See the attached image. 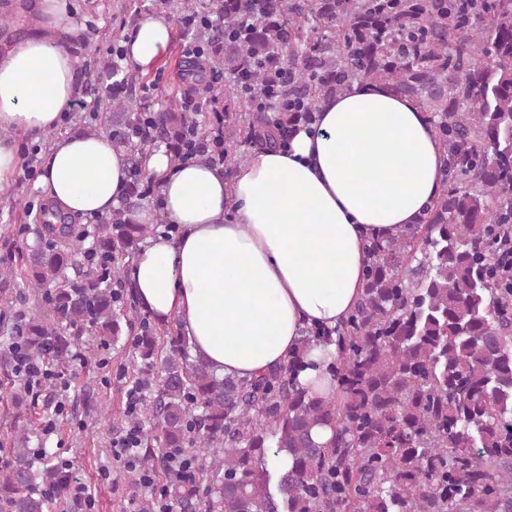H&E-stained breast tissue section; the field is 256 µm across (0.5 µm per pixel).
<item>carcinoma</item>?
Here are the masks:
<instances>
[{"label": "carcinoma", "instance_id": "1", "mask_svg": "<svg viewBox=\"0 0 512 512\" xmlns=\"http://www.w3.org/2000/svg\"><path fill=\"white\" fill-rule=\"evenodd\" d=\"M178 17L210 15L195 82L214 69L224 98V169L245 136L273 148L301 122L269 123L252 102L266 86L316 108L351 83H383L429 115L446 178L422 221L369 241L360 301L333 334L313 329L287 361L259 378L218 376L192 356L176 322L150 324L134 291H115L121 269L154 230L132 214L148 197L143 161L164 143L173 162L187 117L151 113L152 143L132 137L142 116L133 76L117 72L112 111L96 112L135 171L126 202L98 224L40 207L41 226L0 267L41 294L40 315L13 327L29 358L57 369L80 336L114 343L136 332L139 368L159 378L142 416L147 468L161 471L180 512H512V288L494 273L498 233L512 225V0H167ZM248 75L249 86L235 80ZM336 345L330 397L300 386L314 343ZM333 429L326 446L312 430ZM14 441L0 466L5 512H47L68 475L47 453ZM194 464L169 476L165 449ZM292 457L269 470L268 453Z\"/></svg>", "mask_w": 512, "mask_h": 512}]
</instances>
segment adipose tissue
Instances as JSON below:
<instances>
[{
  "label": "adipose tissue",
  "instance_id": "ef3b65f1",
  "mask_svg": "<svg viewBox=\"0 0 512 512\" xmlns=\"http://www.w3.org/2000/svg\"><path fill=\"white\" fill-rule=\"evenodd\" d=\"M31 32L0 49V129L57 127L74 101L70 53L78 35L68 0H34ZM166 17L141 18L126 56L146 73L171 39ZM445 155L430 118L408 97L357 81L323 100L287 147L253 150L233 172L171 164L146 168L166 223L142 246L130 281L145 309L177 321L193 353L220 376L251 378L287 360L304 332L336 328L356 305L366 244L419 222L438 194ZM128 162L106 135L70 133L43 157L38 185L57 211L103 217L128 193ZM336 347L313 350L301 385L326 396Z\"/></svg>",
  "mask_w": 512,
  "mask_h": 512
}]
</instances>
